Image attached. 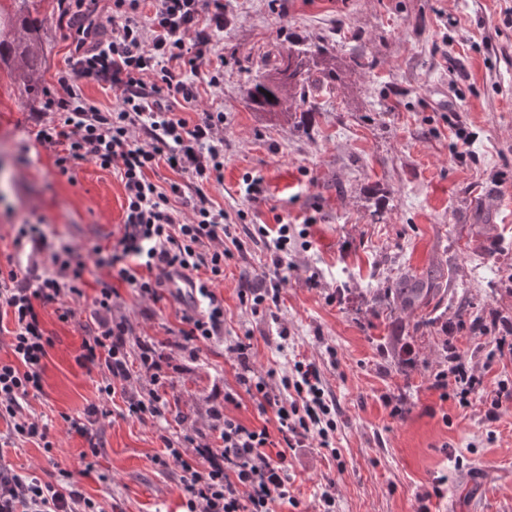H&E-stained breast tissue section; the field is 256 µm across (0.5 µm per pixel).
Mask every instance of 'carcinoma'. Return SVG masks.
<instances>
[{"instance_id": "1", "label": "carcinoma", "mask_w": 512, "mask_h": 512, "mask_svg": "<svg viewBox=\"0 0 512 512\" xmlns=\"http://www.w3.org/2000/svg\"><path fill=\"white\" fill-rule=\"evenodd\" d=\"M34 32L35 25L31 21L23 23L15 32L0 26V65H13L29 92L41 88L38 77L41 47ZM322 57L324 48L320 46H291L278 52L273 73L254 84L251 103L259 110L276 112L285 102L297 99L306 111H316L317 93L324 88L325 80L331 78L329 72L320 78L312 70L311 62ZM438 279L440 275L431 269L420 274L406 273L395 279L393 287L384 289L381 298L403 311L421 310L440 294Z\"/></svg>"}]
</instances>
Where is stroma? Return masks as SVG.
I'll return each instance as SVG.
<instances>
[{
	"mask_svg": "<svg viewBox=\"0 0 512 512\" xmlns=\"http://www.w3.org/2000/svg\"><path fill=\"white\" fill-rule=\"evenodd\" d=\"M221 87L201 86L182 113L224 112V182L209 197L237 217L242 247L224 261L225 344L192 355L178 346L188 296L159 302L120 286L112 315L151 342L167 373V420L127 416L114 397L97 424L102 445L90 473L79 474L88 442L68 420L98 402L99 372L78 356L92 321L83 303L60 321L55 305L39 315L52 346L43 390L26 410L49 423L52 452L34 442L0 448V466L47 480L77 472L104 512H179L184 493L174 471L154 459L163 437L211 433L209 412L260 426L241 370L228 349L250 336L253 367L283 373L316 362L336 404L334 449L288 453L295 504L278 512H319L323 490L336 512H512V400L489 421L498 383L512 380V351L488 353L512 324V0H224ZM41 75L54 88L77 39L57 23V0H42ZM319 44L337 80L317 112L277 116L254 110L248 91L270 69L268 54ZM364 66H355V58ZM51 118L44 100L0 69V263L21 225L48 244L86 251L111 244L125 193L116 169L92 162L59 174L55 152L37 143ZM261 195L244 194L248 178ZM305 226L275 282L271 255L256 230ZM441 268L443 300L431 322L377 300L405 271ZM277 287L272 313L251 315L244 288ZM486 390L468 407L441 399L435 373L457 360ZM236 400L224 401L227 392ZM401 415H392V407Z\"/></svg>",
	"mask_w": 512,
	"mask_h": 512,
	"instance_id": "35a3bbf8",
	"label": "stroma"
}]
</instances>
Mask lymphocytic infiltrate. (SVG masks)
<instances>
[{"label":"lymphocytic infiltrate","mask_w":512,"mask_h":512,"mask_svg":"<svg viewBox=\"0 0 512 512\" xmlns=\"http://www.w3.org/2000/svg\"><path fill=\"white\" fill-rule=\"evenodd\" d=\"M100 15L92 44H78L67 70L56 75V91L46 94L44 109L57 118L36 134L40 145L55 148V165L68 173L84 162L118 169L125 192L120 235L109 246L91 247L87 257L61 246L50 254V269L30 268L26 278L16 269L0 270V319L9 318L10 360H0V419L8 437L42 444L52 450L48 425L28 413L24 404L42 390L44 361L52 345L38 306L58 304V318L73 312L64 299L84 296L90 267L107 269L90 303L93 328L81 344L79 363L98 371L100 403L70 427L85 437L80 455L92 470L101 448L93 432L107 416V400L122 396L129 417L161 419L167 401L160 388L166 373L151 342L131 344L132 329L112 318L117 284L140 296L161 299L165 288L182 280L193 309L182 317L181 349L198 353L224 340V299L216 285L224 278V261L237 244L235 227L206 189L224 179V113H203L190 121L175 112L176 103L197 101L196 75L208 86L224 81V58L212 53L215 36L224 30V0H111ZM90 77L117 91L112 108L85 98L78 81ZM176 173L167 187L150 174L159 166ZM137 346V362L129 348ZM242 368L237 381L255 401L260 414H273L272 427L249 426L211 411L213 437L197 442L186 455L182 441L164 439L157 464L175 470L184 490V512H277L291 502L288 451L317 441L328 448L336 431V406L328 398L315 362L298 360L293 371L271 386L267 377L249 370L252 345L230 346ZM151 383L144 392L130 391L134 374ZM0 512H102L70 471L56 481L0 468Z\"/></svg>","instance_id":"f902f5d3"}]
</instances>
